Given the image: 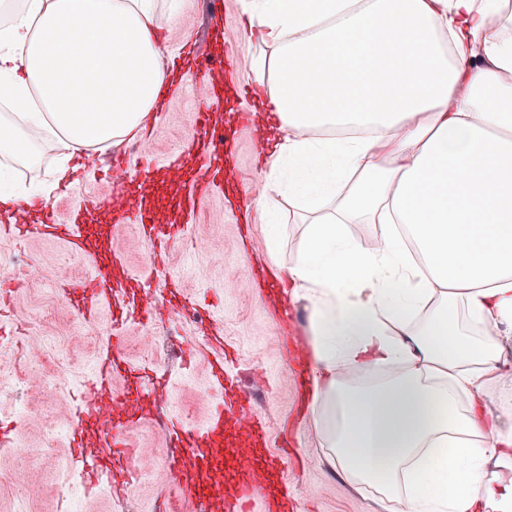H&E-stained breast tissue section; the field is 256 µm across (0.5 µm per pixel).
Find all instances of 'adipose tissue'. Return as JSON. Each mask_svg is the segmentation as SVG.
I'll return each mask as SVG.
<instances>
[{"mask_svg": "<svg viewBox=\"0 0 512 512\" xmlns=\"http://www.w3.org/2000/svg\"><path fill=\"white\" fill-rule=\"evenodd\" d=\"M512 0H252L277 48L265 89L280 135L254 220L275 197L313 219L280 274L310 309L309 411L330 463L395 490L394 512H512V431L479 394L512 338ZM153 0H28L0 31V94L37 101L0 152L33 160L58 138L74 174L86 150L142 135L173 77ZM381 224L369 246L344 223ZM480 327L478 341L465 333ZM399 378L356 389L368 365ZM469 396L459 407V396Z\"/></svg>", "mask_w": 512, "mask_h": 512, "instance_id": "obj_1", "label": "adipose tissue"}]
</instances>
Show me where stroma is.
<instances>
[{
    "label": "stroma",
    "mask_w": 512,
    "mask_h": 512,
    "mask_svg": "<svg viewBox=\"0 0 512 512\" xmlns=\"http://www.w3.org/2000/svg\"><path fill=\"white\" fill-rule=\"evenodd\" d=\"M210 0H181L173 23L163 31L167 55L190 53L205 62H223L222 97L213 106L225 125L236 128L226 156L223 190L209 192L189 217L191 231L175 244L158 266L151 291L158 310L147 323L132 321L122 330V355L135 368L165 375L168 390L157 398L138 379H115L112 388L123 394L138 390L147 414L129 430L139 448L142 467L128 491L102 488L86 502L83 464L73 457L69 438L76 420L77 393L112 333L111 305H101L96 327L85 328L73 314L58 283L95 273L114 274L108 255L120 254L129 274L149 261V244L135 218L113 224L108 210L95 212L102 235L100 261L73 251L61 239L30 234L22 240L0 238V269L22 254L37 268L38 281H23L10 311L19 326L9 341L16 357L0 359V417L14 430L10 447H0V512H159L161 503L179 494L178 480L167 467L179 448L162 426L168 409L179 412L184 424L200 428L224 401L222 388L209 383L207 351L200 345L209 330L224 329V347L231 357L226 369L250 395L257 420L250 428L230 423L228 448L240 453H282L286 459L276 480L288 487L296 512H389V503L362 485L350 482L330 465V449L321 444L314 421L294 424L304 400L303 366L288 352L293 340L305 336L309 311L295 301L288 317L273 315L275 291L263 282L276 262H288L300 246L301 226L311 215L288 196H277L280 247L268 249L263 225L246 223L248 196L239 194L241 180L264 188L266 174L260 147L237 117L253 109L258 75L272 77L275 49L242 34L245 0H224V26L238 30L239 41L226 45L221 30L210 21ZM203 69L189 66L181 87L169 90L148 133L121 144L135 177H149L158 190L184 184L197 159L187 157L184 169L168 167V155L195 135V107L187 89L199 83ZM63 144L38 147L35 163L16 158L0 160L16 191L30 189L53 196V170L63 159Z\"/></svg>",
    "instance_id": "stroma-1"
}]
</instances>
